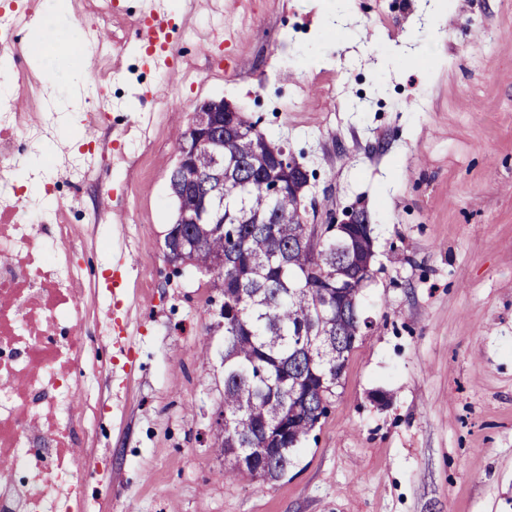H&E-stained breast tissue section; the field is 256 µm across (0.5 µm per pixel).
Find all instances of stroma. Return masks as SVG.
I'll use <instances>...</instances> for the list:
<instances>
[{
    "mask_svg": "<svg viewBox=\"0 0 512 512\" xmlns=\"http://www.w3.org/2000/svg\"><path fill=\"white\" fill-rule=\"evenodd\" d=\"M94 3L0 0L41 8L57 32L38 59L16 49L15 93L33 115H57L58 202L101 312L131 331L128 349L99 350L92 512H512V0H447L439 33L430 0L387 16L355 0L332 23L297 0H113L119 49L92 65L103 94L59 48ZM153 11L183 73L174 89L137 37ZM228 22L236 42L203 52ZM362 26L379 41L360 46ZM48 70L56 81H41ZM215 98L308 171L311 223L362 211L374 241L360 292L372 327L271 483L226 480L210 446L219 293L164 252L177 146ZM106 101L108 129H89L81 112ZM74 137L111 146V166L75 174Z\"/></svg>",
    "mask_w": 512,
    "mask_h": 512,
    "instance_id": "stroma-1",
    "label": "stroma"
}]
</instances>
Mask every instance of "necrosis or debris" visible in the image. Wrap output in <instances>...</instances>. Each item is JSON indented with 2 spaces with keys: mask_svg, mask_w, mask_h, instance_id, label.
Segmentation results:
<instances>
[{
  "mask_svg": "<svg viewBox=\"0 0 512 512\" xmlns=\"http://www.w3.org/2000/svg\"><path fill=\"white\" fill-rule=\"evenodd\" d=\"M21 118L0 113V512H90L86 440L99 414L91 370L112 325L74 254L73 226L52 194L42 239L17 173Z\"/></svg>",
  "mask_w": 512,
  "mask_h": 512,
  "instance_id": "necrosis-or-debris-1",
  "label": "necrosis or debris"
}]
</instances>
